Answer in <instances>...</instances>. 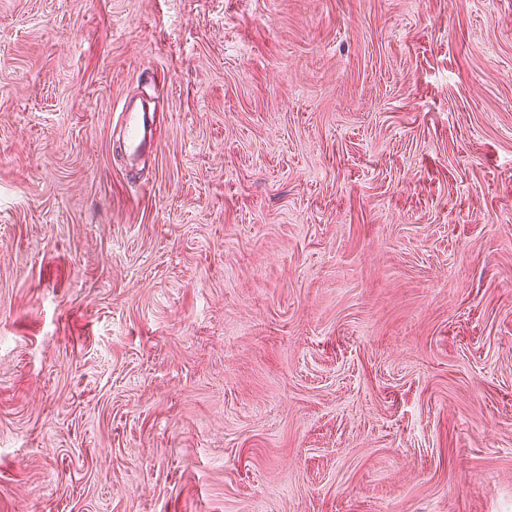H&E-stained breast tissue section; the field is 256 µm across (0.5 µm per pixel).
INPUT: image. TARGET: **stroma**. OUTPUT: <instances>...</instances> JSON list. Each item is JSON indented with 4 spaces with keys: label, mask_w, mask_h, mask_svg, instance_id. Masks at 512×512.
Returning <instances> with one entry per match:
<instances>
[{
    "label": "stroma",
    "mask_w": 512,
    "mask_h": 512,
    "mask_svg": "<svg viewBox=\"0 0 512 512\" xmlns=\"http://www.w3.org/2000/svg\"><path fill=\"white\" fill-rule=\"evenodd\" d=\"M0 512H512V0H0ZM121 114L123 148L130 156H136L147 147V113L123 106Z\"/></svg>",
    "instance_id": "stroma-1"
}]
</instances>
